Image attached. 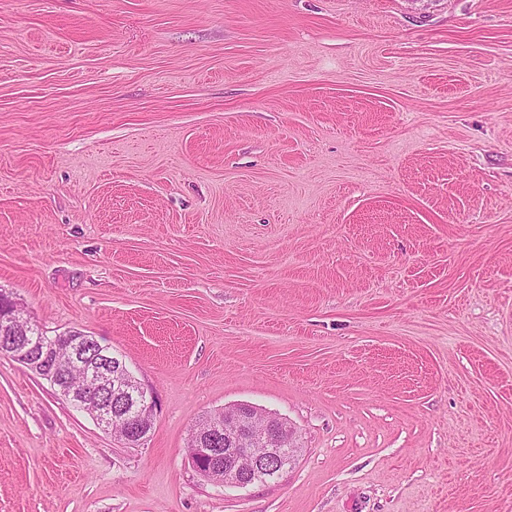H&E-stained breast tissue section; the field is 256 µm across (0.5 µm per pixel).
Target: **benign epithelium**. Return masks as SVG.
I'll return each instance as SVG.
<instances>
[{
  "mask_svg": "<svg viewBox=\"0 0 512 512\" xmlns=\"http://www.w3.org/2000/svg\"><path fill=\"white\" fill-rule=\"evenodd\" d=\"M0 353L32 368L56 386L75 407L90 414L97 425L112 431L113 423L127 424L122 440L139 446L153 425L154 396L128 371L125 362L110 353L102 363L89 360L87 351L103 349L92 336L70 339L67 357L59 352L60 336L41 335V329L24 315L11 295L0 293ZM84 366L85 385L72 387L64 377L66 363ZM299 436L290 424L275 414H264L248 404L224 408V423L197 426L189 456L197 473L226 486L246 488L265 484L266 474L279 479L296 464Z\"/></svg>",
  "mask_w": 512,
  "mask_h": 512,
  "instance_id": "obj_1",
  "label": "benign epithelium"
}]
</instances>
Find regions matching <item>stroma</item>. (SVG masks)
Segmentation results:
<instances>
[{
  "instance_id": "35a3bbf8",
  "label": "stroma",
  "mask_w": 512,
  "mask_h": 512,
  "mask_svg": "<svg viewBox=\"0 0 512 512\" xmlns=\"http://www.w3.org/2000/svg\"><path fill=\"white\" fill-rule=\"evenodd\" d=\"M0 290L156 403L0 354V512H512V0H0ZM237 403L277 482L189 462ZM1 300L4 303L2 313ZM39 333L43 334V331L24 315L17 299L1 292L0 353L31 367L56 386L75 407L90 414L104 431L113 433L114 422H125L127 428L122 440L131 448L138 447L153 425L152 392H148L128 371L122 358L114 354L106 352L102 364L92 363L87 356L88 349L104 350L93 336L66 339L71 342V347L67 357L62 358L60 334L50 337ZM66 362L84 366L85 385L82 388L72 387L65 379L62 369ZM128 395L132 398L128 399ZM290 424L248 404L224 407V423L208 421L192 435L189 456L197 473L210 481L246 488L267 484L266 474L279 479L296 464L301 448ZM224 443V448H219ZM288 446V457L284 448ZM262 449L261 453L258 450ZM224 471V478L216 476Z\"/></svg>"
}]
</instances>
